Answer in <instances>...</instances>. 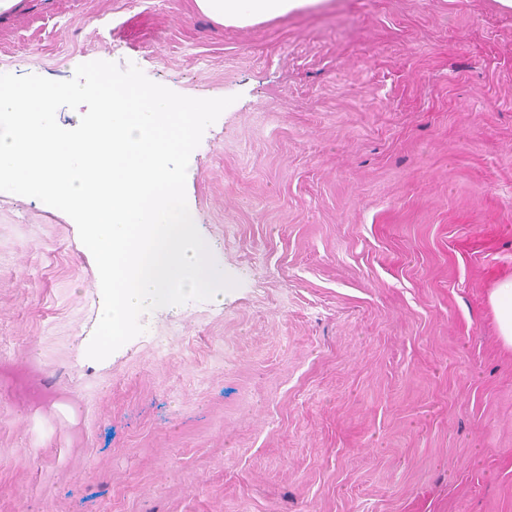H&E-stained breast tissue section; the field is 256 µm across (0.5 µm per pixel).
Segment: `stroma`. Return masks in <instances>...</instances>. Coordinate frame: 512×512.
Masks as SVG:
<instances>
[{"instance_id": "obj_1", "label": "stroma", "mask_w": 512, "mask_h": 512, "mask_svg": "<svg viewBox=\"0 0 512 512\" xmlns=\"http://www.w3.org/2000/svg\"><path fill=\"white\" fill-rule=\"evenodd\" d=\"M138 66L233 97L186 199L222 299L102 361L74 221L0 194V512H512V9L21 0L0 73ZM309 2L310 0H196L204 14L230 24H246L285 15ZM488 303L497 324L502 346L512 350V276L506 275L494 282Z\"/></svg>"}]
</instances>
